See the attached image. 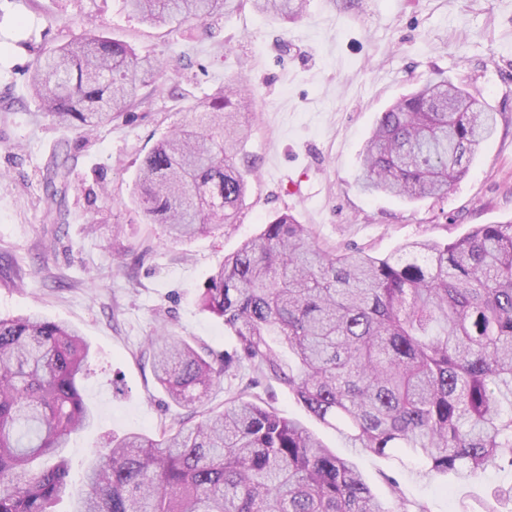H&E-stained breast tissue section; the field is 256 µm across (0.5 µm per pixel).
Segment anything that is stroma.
Listing matches in <instances>:
<instances>
[{"instance_id": "1", "label": "stroma", "mask_w": 512, "mask_h": 512, "mask_svg": "<svg viewBox=\"0 0 512 512\" xmlns=\"http://www.w3.org/2000/svg\"><path fill=\"white\" fill-rule=\"evenodd\" d=\"M86 31L154 64L145 103L91 133L40 117L27 83L39 52ZM438 73L496 113L494 135L444 198L363 193L360 156L380 113ZM239 78L253 102L247 149L258 167L238 219L170 241L131 200L139 163L191 107ZM63 149L71 173L55 213L46 165ZM283 214L308 225L322 248L377 257L512 219V0H308L297 24L246 6L206 25L161 26L128 14L123 0H0V317L38 312L78 327L91 345L79 386L96 420L65 450L74 478L105 439L197 422L157 386L147 339L179 336L217 360L233 350L235 337L198 295L225 256ZM249 377L221 375L209 408L222 410L225 392ZM246 390L353 456L390 512L394 482L429 512H478L493 488L512 483L508 470L464 484L417 481L391 458L351 455L286 386Z\"/></svg>"}]
</instances>
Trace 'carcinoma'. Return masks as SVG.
Returning <instances> with one entry per match:
<instances>
[{
    "label": "carcinoma",
    "mask_w": 512,
    "mask_h": 512,
    "mask_svg": "<svg viewBox=\"0 0 512 512\" xmlns=\"http://www.w3.org/2000/svg\"><path fill=\"white\" fill-rule=\"evenodd\" d=\"M153 23L205 22L243 4L282 22L305 0H124ZM152 70L130 45L89 32L44 53L28 76L41 115L91 131L134 107ZM249 96L231 82L144 157L132 198L169 236L232 224L255 158ZM496 128L447 78L429 81L378 118L360 189L410 201L448 194ZM199 303L224 320L245 361L288 387L345 447L408 453L421 482L466 483L512 469V224H480L442 245L384 257L321 249L284 214L210 276ZM158 386L178 406H205L220 380L211 354L159 336L149 343ZM90 347L46 316L0 318V512H390L348 458L297 420L242 393L187 427L105 441L75 488L64 454L92 424L78 379ZM512 501L501 485L482 512Z\"/></svg>",
    "instance_id": "obj_1"
}]
</instances>
